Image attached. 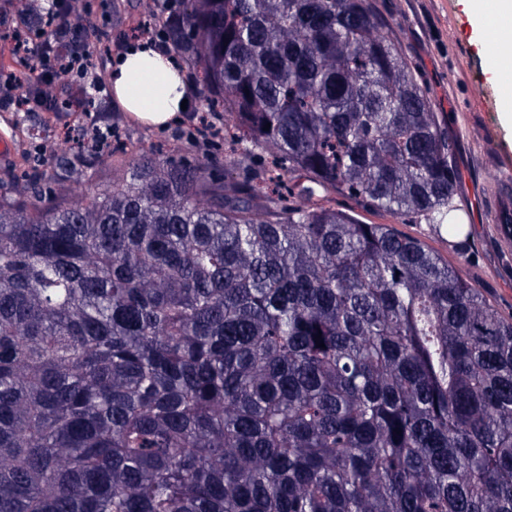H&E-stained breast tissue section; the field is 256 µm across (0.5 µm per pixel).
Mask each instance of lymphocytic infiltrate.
Wrapping results in <instances>:
<instances>
[{
  "label": "lymphocytic infiltrate",
  "mask_w": 512,
  "mask_h": 512,
  "mask_svg": "<svg viewBox=\"0 0 512 512\" xmlns=\"http://www.w3.org/2000/svg\"><path fill=\"white\" fill-rule=\"evenodd\" d=\"M93 32L77 11L47 7L35 0L26 25L14 34L20 70L0 73V108L22 112L100 113L89 130L99 140L112 136L109 115L87 93L93 69Z\"/></svg>",
  "instance_id": "f902f5d3"
}]
</instances>
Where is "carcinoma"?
Here are the masks:
<instances>
[{
	"label": "carcinoma",
	"instance_id": "obj_1",
	"mask_svg": "<svg viewBox=\"0 0 512 512\" xmlns=\"http://www.w3.org/2000/svg\"><path fill=\"white\" fill-rule=\"evenodd\" d=\"M170 9L223 171L151 150L89 202L29 159L0 183V512H512V316L329 205L462 245L392 27L373 0Z\"/></svg>",
	"mask_w": 512,
	"mask_h": 512
}]
</instances>
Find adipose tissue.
I'll return each mask as SVG.
<instances>
[{
    "label": "adipose tissue",
    "instance_id": "ef3b65f1",
    "mask_svg": "<svg viewBox=\"0 0 512 512\" xmlns=\"http://www.w3.org/2000/svg\"><path fill=\"white\" fill-rule=\"evenodd\" d=\"M118 102L141 120L157 126L175 120L190 89L176 65L144 45L128 49L111 72Z\"/></svg>",
    "mask_w": 512,
    "mask_h": 512
}]
</instances>
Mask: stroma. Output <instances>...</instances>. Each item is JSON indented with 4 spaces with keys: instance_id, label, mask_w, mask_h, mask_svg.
<instances>
[{
    "instance_id": "1",
    "label": "stroma",
    "mask_w": 512,
    "mask_h": 512,
    "mask_svg": "<svg viewBox=\"0 0 512 512\" xmlns=\"http://www.w3.org/2000/svg\"><path fill=\"white\" fill-rule=\"evenodd\" d=\"M91 22L103 31L94 57L100 79L133 44L132 30L143 14L138 0H90ZM375 5L393 26L404 53L415 65L438 113L441 129L454 146L453 163L459 173L455 202L470 227L460 250H450L428 225L387 211L364 207L356 199L337 196V209L355 214L369 224H388L421 239L477 288L498 311L512 315V241L504 240L491 220L495 191L502 172L512 169V105L503 106L499 83L500 61L507 50L483 44L469 0H376ZM112 121L119 125V142L126 145L162 146L168 156L194 159L196 153L178 140L179 122L161 128L125 112L108 98ZM34 113L1 112L0 134L10 139L14 153L0 161V180L8 179L22 163L29 146L21 132L23 123L38 122ZM74 143L56 137L44 150L41 170L51 183L63 184L70 194L92 198L112 174L110 155L100 156L83 177H68L57 166Z\"/></svg>"
}]
</instances>
